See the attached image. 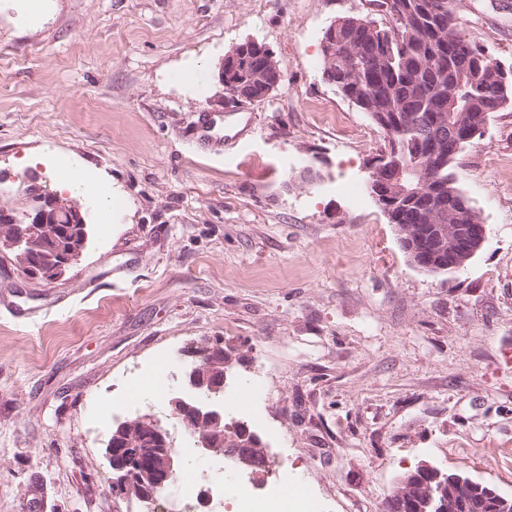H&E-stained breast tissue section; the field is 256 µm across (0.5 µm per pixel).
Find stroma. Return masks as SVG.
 <instances>
[{"label":"stroma","mask_w":512,"mask_h":512,"mask_svg":"<svg viewBox=\"0 0 512 512\" xmlns=\"http://www.w3.org/2000/svg\"><path fill=\"white\" fill-rule=\"evenodd\" d=\"M459 26L512 63V0H452ZM370 0H0V205L74 155L114 197L110 232L59 280L0 259V512H136L112 497L113 426L169 433L202 345L229 353L232 396L263 377L260 411L225 410L287 455L318 512H385L422 464L512 498V108L459 156V185L488 229L455 273L415 268L365 183L382 134L321 79L335 19ZM270 48L283 84L227 103L225 53ZM205 90L175 82L194 62ZM319 177L303 178L305 166ZM166 396L123 404L161 361Z\"/></svg>","instance_id":"stroma-1"}]
</instances>
